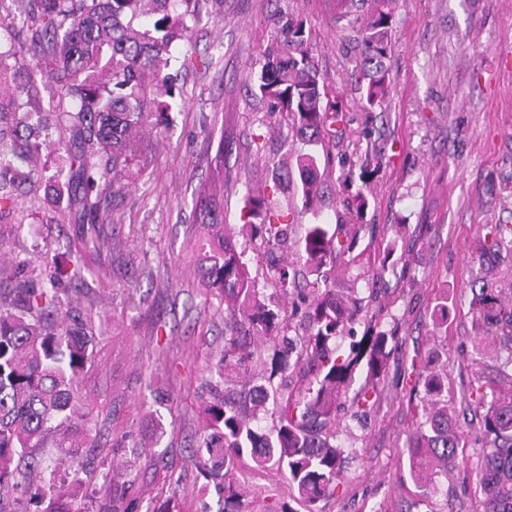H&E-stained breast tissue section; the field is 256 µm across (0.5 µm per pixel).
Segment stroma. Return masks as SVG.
I'll list each match as a JSON object with an SVG mask.
<instances>
[{"mask_svg": "<svg viewBox=\"0 0 512 512\" xmlns=\"http://www.w3.org/2000/svg\"><path fill=\"white\" fill-rule=\"evenodd\" d=\"M199 22L171 45L192 55L193 68L172 69L168 108L152 113L153 132L129 164L121 190L108 197L104 246L87 247L78 219L62 218L45 199L65 141L56 132L42 153L41 172L13 211L0 217V258L22 277L53 260L79 258L82 276L63 302L93 307L98 344L95 366L83 381L99 413L106 447L93 449L89 493L102 498L107 469H131L133 512L169 502L172 512H201L218 496L192 462L205 402L222 393L205 369L224 347V314L199 288L186 245L195 233V191L208 179L216 153L224 155V223L237 234L252 277L266 293L277 283L272 263L301 268L299 243L307 225L351 220L346 190L328 181L316 212L302 209L298 178L270 190L268 159H292L304 148L282 133L281 113L249 90L274 32L277 13L303 22L329 94L342 101L345 140L311 146L318 170L330 173L352 150L365 113L355 104V43L350 30L329 22L324 0H202ZM512 47V0H398L393 18L392 77L387 113L373 136L385 158L373 176L374 199L364 224L420 229L407 238L406 272L377 282L388 305L382 329L397 328L380 400L370 415L341 411L336 442L346 454L336 493L318 512H482L479 468L484 442L477 418L465 415L463 390L493 362L472 360L476 316L469 283L482 275L493 285L512 272L479 266L486 224H512V76L496 71L497 53ZM268 186L269 207L285 213L288 242L267 254L242 234L248 188ZM38 211L31 220L30 211ZM447 298V330L433 328V307ZM435 359L448 373L442 395L461 434L458 457L439 473L438 491L421 498L402 450L419 414L409 401L413 362ZM146 437L138 456L124 449L125 434ZM179 477L170 485V477ZM236 480L250 512L277 493L290 512H305L290 495L286 475L239 467Z\"/></svg>", "mask_w": 512, "mask_h": 512, "instance_id": "stroma-1", "label": "stroma"}]
</instances>
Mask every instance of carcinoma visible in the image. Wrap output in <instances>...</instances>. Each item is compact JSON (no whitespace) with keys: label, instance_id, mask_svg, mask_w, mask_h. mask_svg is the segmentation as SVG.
Segmentation results:
<instances>
[{"label":"carcinoma","instance_id":"cac0c4a2","mask_svg":"<svg viewBox=\"0 0 512 512\" xmlns=\"http://www.w3.org/2000/svg\"><path fill=\"white\" fill-rule=\"evenodd\" d=\"M9 1L21 17L17 41L0 49V214L14 209L18 187L35 178L31 163L42 152L37 135L19 131L66 127L65 183L53 185L52 203L61 216L74 211L98 216L103 192L115 188L135 152L136 138L146 131L148 110L161 106L167 94L164 70L176 30L154 25L155 34L133 18L166 12L174 4L183 15L200 18V0H0ZM335 23L356 28L359 55L355 60L357 103L366 120L384 113L390 73L386 60L396 0H375L376 7L359 15V0H334ZM276 34L264 52L265 62L254 78L261 98L284 114L288 131L323 143L345 134L346 113L330 99L327 80L312 56L310 35L301 22L278 15ZM38 63L43 80L25 77L23 61ZM24 139L23 149L15 141ZM377 154L356 159L343 152L336 181L352 190L349 206L356 215L369 207L373 194L368 169L380 164ZM302 207L314 209L323 182L314 155L296 158ZM360 169L354 176V169ZM224 179L213 176L199 190L203 242L198 273L201 286L224 307V351L216 374L224 383L249 377L239 396L206 403L205 427L196 443L195 465L220 481L217 512H247L233 472L251 461L256 467L288 473L307 512L335 494L343 475V450L336 445L337 409L345 402L371 412L378 400L374 380L385 371L390 355L386 331L367 330L350 343L348 352L336 338L351 335L366 315L376 316L378 297L350 286L338 290L322 280L330 264H359L373 252V277L397 273L403 257L406 227L375 224H310L301 240L306 272L288 281V270H275L282 295L294 308H271L272 297L257 287L244 252L224 233ZM244 227L258 232L271 250L280 242L281 215L266 208L265 192H249ZM263 217L265 224L253 219ZM479 262L512 253V225L488 224ZM365 247H360V244ZM80 278V267L57 265L49 287L35 279L18 284L10 298L0 297V512H32L30 505L47 503L41 512H127L126 483L106 476L107 494L98 508L85 502V427L91 414L79 390L80 379L94 362L97 336L93 309L71 315L59 292ZM471 305L477 316L473 346L489 352V339L512 344V283L490 288L481 278L471 281ZM366 381L351 391L356 373ZM448 375L431 363L415 370L410 396L418 399L422 421L404 441L410 475L423 494L437 490L435 474L457 457L459 437L448 405L439 403ZM464 400L481 410L485 448L480 464L483 512H512V358L490 380H476ZM272 404L275 421L264 431L250 414ZM53 448L66 477L32 454Z\"/></svg>","mask_w":512,"mask_h":512}]
</instances>
